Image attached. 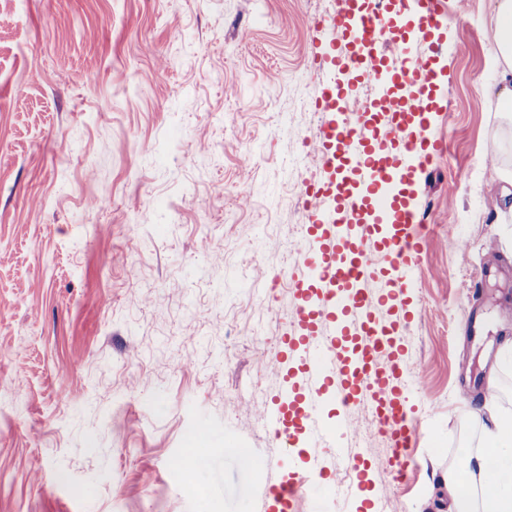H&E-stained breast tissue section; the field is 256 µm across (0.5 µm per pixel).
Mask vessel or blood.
<instances>
[{"instance_id": "vessel-or-blood-1", "label": "vessel or blood", "mask_w": 512, "mask_h": 512, "mask_svg": "<svg viewBox=\"0 0 512 512\" xmlns=\"http://www.w3.org/2000/svg\"><path fill=\"white\" fill-rule=\"evenodd\" d=\"M415 11L419 37L413 53L398 52L402 14ZM326 77L317 96L323 122L319 167L327 174L308 189L315 201L300 240L299 267L288 278L297 305L282 344L291 365L268 423L276 436L306 432L336 445L348 419L322 423L326 399L365 405L377 430L393 443V460L406 465L414 444L405 387L406 350L399 336L415 318L400 297L411 288L425 245L418 211L386 184L391 178L415 185L434 146L429 125L434 103L433 58L439 50L437 0H336L321 24ZM377 92L389 130L360 120L351 102L362 83ZM392 224L381 234L371 215ZM388 307L385 318L376 307ZM388 358L379 368V358ZM285 482L263 489L280 512H289L299 490Z\"/></svg>"}]
</instances>
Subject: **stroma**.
Listing matches in <instances>:
<instances>
[{"label":"stroma","mask_w":512,"mask_h":512,"mask_svg":"<svg viewBox=\"0 0 512 512\" xmlns=\"http://www.w3.org/2000/svg\"><path fill=\"white\" fill-rule=\"evenodd\" d=\"M495 5L466 0L440 34L444 149L413 194L429 232L403 297L418 445L398 480L388 436L347 431L366 476L337 457L334 512H450L473 411L512 414ZM314 22L306 0H0V512H273L264 486L328 458L308 438L285 456L263 421L296 305L268 288L307 221L286 186L322 177ZM200 428L209 466L170 470Z\"/></svg>","instance_id":"obj_1"}]
</instances>
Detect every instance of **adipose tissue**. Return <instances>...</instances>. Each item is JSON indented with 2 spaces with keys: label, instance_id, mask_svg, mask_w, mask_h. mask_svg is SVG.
I'll return each mask as SVG.
<instances>
[{
  "label": "adipose tissue",
  "instance_id": "adipose-tissue-1",
  "mask_svg": "<svg viewBox=\"0 0 512 512\" xmlns=\"http://www.w3.org/2000/svg\"><path fill=\"white\" fill-rule=\"evenodd\" d=\"M494 23L507 63L499 73L500 100L512 112V0H498ZM444 484L455 512H512V417L492 418L482 448L465 452Z\"/></svg>",
  "mask_w": 512,
  "mask_h": 512
}]
</instances>
